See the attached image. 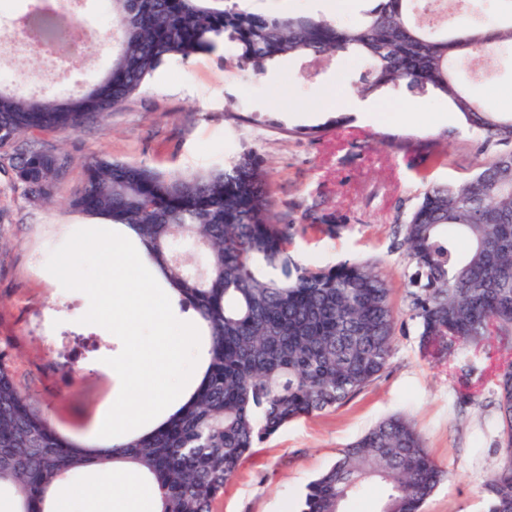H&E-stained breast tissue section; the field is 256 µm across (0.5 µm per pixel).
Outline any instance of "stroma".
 <instances>
[{"mask_svg":"<svg viewBox=\"0 0 512 512\" xmlns=\"http://www.w3.org/2000/svg\"><path fill=\"white\" fill-rule=\"evenodd\" d=\"M81 12L86 53L70 72L49 71L46 57H33L25 43L0 63L21 73H45L59 89L93 81L112 59L98 36L107 16L100 0H85ZM225 55L221 49L170 60L103 122L74 135H38L40 145L69 162L51 201H35L11 172L0 170V349L10 357L17 386L60 432L79 440H97V420L116 400L105 359L120 352V340L101 326L81 324L87 296L63 289L45 269L50 252L73 231L98 225L66 205L82 189L88 163L108 156L193 174L230 165L251 149L265 161L276 209L286 222L310 224L320 217L346 227L335 239L308 234L298 241V254L323 265L376 262L393 284L398 321L388 369L341 407L300 418L253 448L212 512H296L308 483L343 448L399 413L413 422L448 473L423 512H486L482 488L503 459L495 376L512 365V347L491 338L451 359L423 344L407 310V260L392 236L427 183H458L473 171L479 133L443 97L414 95L402 86L385 89L388 101L372 118L352 113L328 128V94L352 93L366 70L361 58L342 53L315 67L304 58H285L257 78ZM459 77L486 108L512 109V52L475 58ZM313 125L316 134L294 132ZM392 137L410 143L412 152L388 147ZM430 140L442 152L440 162L416 153Z\"/></svg>","mask_w":512,"mask_h":512,"instance_id":"obj_1","label":"stroma"}]
</instances>
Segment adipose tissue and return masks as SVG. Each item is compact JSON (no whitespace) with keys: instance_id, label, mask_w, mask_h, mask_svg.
Wrapping results in <instances>:
<instances>
[{"instance_id":"adipose-tissue-1","label":"adipose tissue","mask_w":512,"mask_h":512,"mask_svg":"<svg viewBox=\"0 0 512 512\" xmlns=\"http://www.w3.org/2000/svg\"><path fill=\"white\" fill-rule=\"evenodd\" d=\"M123 486L120 491L108 493L101 484L76 488L72 497L87 502L88 512H159L161 501L157 487L140 484L129 469H121Z\"/></svg>"}]
</instances>
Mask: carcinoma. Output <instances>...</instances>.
I'll list each match as a JSON object with an SVG mask.
<instances>
[{"label":"carcinoma","instance_id":"obj_1","mask_svg":"<svg viewBox=\"0 0 512 512\" xmlns=\"http://www.w3.org/2000/svg\"><path fill=\"white\" fill-rule=\"evenodd\" d=\"M118 36L109 68L67 95L27 96L0 83V157L38 198L67 162L16 147L34 131L72 134L98 123L168 60L227 47L256 77L281 58L351 51L367 64L356 93L405 85L433 91L501 151L456 185H432L397 225L407 258V307L422 341L455 340L448 356L492 337L512 344V113L483 107L458 70L477 54L512 50V14L493 25L438 29L425 0H378L361 19L265 16L224 0H108ZM69 209L132 230L150 263L205 337V372L187 401L153 430L121 444L81 443L58 431L19 389L0 354V488L13 512H50L63 479L91 466L106 476L132 464L161 494L160 512H211L256 443L301 417L344 405L387 369L396 330L390 283L368 261L318 265L296 259L297 237L334 224H285L253 151L228 169L175 175L105 156L86 168ZM468 244L459 249V241ZM504 456L485 481L488 512H512V367L497 374ZM447 476L406 417H388L342 449L308 484L300 512H345L381 484L376 512H421Z\"/></svg>","mask_w":512,"mask_h":512}]
</instances>
